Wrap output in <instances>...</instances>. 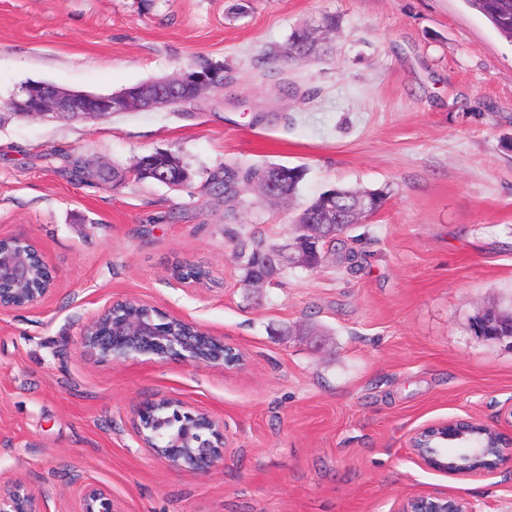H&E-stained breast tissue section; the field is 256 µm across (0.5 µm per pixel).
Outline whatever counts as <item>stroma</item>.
Instances as JSON below:
<instances>
[{"instance_id": "obj_1", "label": "stroma", "mask_w": 512, "mask_h": 512, "mask_svg": "<svg viewBox=\"0 0 512 512\" xmlns=\"http://www.w3.org/2000/svg\"><path fill=\"white\" fill-rule=\"evenodd\" d=\"M325 14L332 56L284 62ZM205 63L223 89L179 111L0 120V235L35 242L55 282L0 310V483H27L42 512H77L89 484L120 512H394L419 494L512 512V462L451 476L408 446L452 418L512 434V348L472 328L512 308V42L464 0H0V101L31 80L105 95ZM156 150L190 182L129 177ZM70 153L127 176L72 180ZM269 163L305 167L295 204L245 186L230 217L209 195L224 165ZM335 186L386 195L353 229L357 266L331 255L245 287L238 242L286 245L301 204ZM178 263L206 279L182 283ZM118 298L242 364L93 363L80 329ZM162 398L223 419L221 464L141 448L132 422Z\"/></svg>"}]
</instances>
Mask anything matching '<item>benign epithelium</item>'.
I'll list each match as a JSON object with an SVG mask.
<instances>
[{"mask_svg":"<svg viewBox=\"0 0 512 512\" xmlns=\"http://www.w3.org/2000/svg\"><path fill=\"white\" fill-rule=\"evenodd\" d=\"M177 82H189L201 90L224 87L208 72L184 73ZM170 103L171 98L166 93L149 91L142 86L96 95L37 83L24 87L11 99L8 108L16 116L52 123L106 120L122 112L165 109ZM297 228L300 240L268 254L269 265L279 269L288 265L303 266L307 259L304 250L316 249L321 242H328L336 236L334 224H299ZM3 240L11 242L12 247L0 248V309L31 308L53 290L50 267L38 247L28 238L0 236V242ZM118 306L137 308L144 303L127 299L113 301L81 330L79 344L97 362L110 363L133 355L195 364L234 365L242 359L234 346L183 319L165 316L156 309L148 315L132 314L116 319L113 310ZM475 427L484 429V434L491 439L492 448L498 447L497 435L509 441V447L495 452L494 464L512 460V436L473 418L422 425L410 434L409 448L416 458L430 466L432 439L461 440ZM134 430L141 447L171 467L207 471L224 458V420L206 412L186 411L184 403L177 400L160 399L148 403L138 414ZM0 512L40 510L36 495L19 482L10 488L0 487ZM78 512L120 510L112 500L111 491L102 486L88 485L81 494ZM395 512H469V507L451 496L416 495L401 500Z\"/></svg>","mask_w":512,"mask_h":512,"instance_id":"7a95c632","label":"benign epithelium"}]
</instances>
